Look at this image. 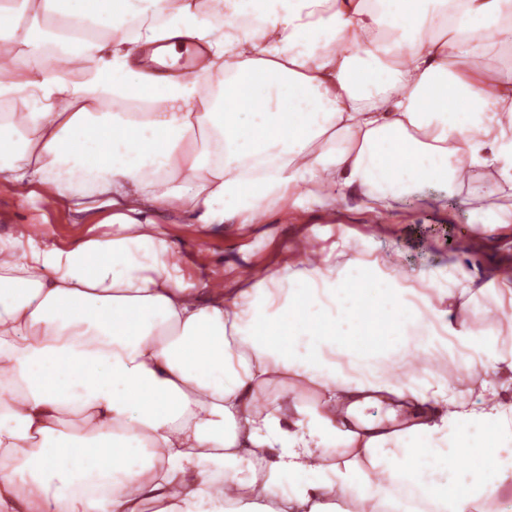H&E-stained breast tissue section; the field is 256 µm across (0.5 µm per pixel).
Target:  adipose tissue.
I'll return each instance as SVG.
<instances>
[{
	"mask_svg": "<svg viewBox=\"0 0 512 512\" xmlns=\"http://www.w3.org/2000/svg\"><path fill=\"white\" fill-rule=\"evenodd\" d=\"M24 5L26 22L0 27L19 48L0 84V185L104 210L112 232L0 239V512H498L512 404L494 389L470 408L463 380L512 382V349L456 317L457 289L415 303L393 270L362 288L355 259L340 277L317 265L198 289L156 217L284 219L319 185L388 209L458 181L451 152L512 186V65H476L512 47V0ZM190 40L208 48L193 76L139 59ZM375 305L387 333L365 342ZM424 351L447 369L406 372ZM274 381L319 399L255 407ZM380 393L413 424L347 429Z\"/></svg>",
	"mask_w": 512,
	"mask_h": 512,
	"instance_id": "ef3b65f1",
	"label": "adipose tissue"
}]
</instances>
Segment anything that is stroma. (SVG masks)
<instances>
[{"mask_svg":"<svg viewBox=\"0 0 512 512\" xmlns=\"http://www.w3.org/2000/svg\"><path fill=\"white\" fill-rule=\"evenodd\" d=\"M102 213H75L53 200L0 187V238L17 227L37 225L47 239L70 247L111 231ZM500 218L512 225V190L500 186L490 170L479 171L468 183H425L394 203L373 213L349 200L326 209L307 201L293 219L239 224H189L176 211L159 215L166 238L182 262L189 282L220 274L225 287L234 288L254 268L274 271L310 270L300 244L309 241L329 255V264L343 270L348 259H385L394 254V266L410 290L428 293L430 282L464 289L454 308L473 330L493 329L505 346H512V324L502 318V307L512 303V235L477 240L469 253L456 247L461 234L480 218ZM476 284L478 294L467 293Z\"/></svg>","mask_w":512,"mask_h":512,"instance_id":"35a3bbf8","label":"stroma"}]
</instances>
